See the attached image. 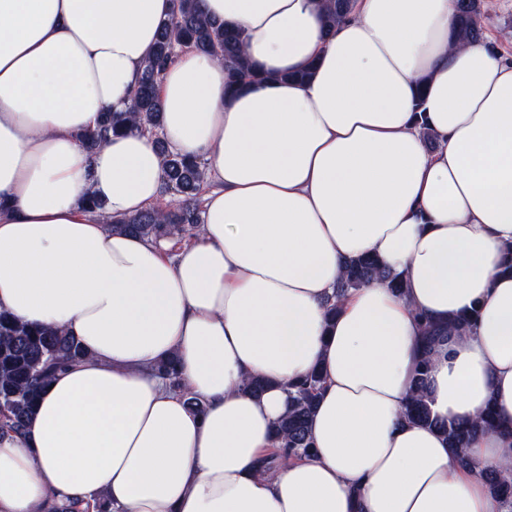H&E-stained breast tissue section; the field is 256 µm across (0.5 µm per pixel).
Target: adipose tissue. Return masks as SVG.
I'll list each match as a JSON object with an SVG mask.
<instances>
[{"label": "adipose tissue", "mask_w": 512, "mask_h": 512, "mask_svg": "<svg viewBox=\"0 0 512 512\" xmlns=\"http://www.w3.org/2000/svg\"><path fill=\"white\" fill-rule=\"evenodd\" d=\"M318 3L200 0L272 79L229 91L193 49L164 70L162 136L206 170L173 252L86 207H162L153 138L78 139L126 109L171 0H0V310L87 350L0 439V512H512L479 474L512 464V58L450 49L456 0H355L332 32ZM366 253L404 295L376 282L328 317ZM470 311L428 380L440 419L490 404L502 424L466 467L404 408L420 317ZM171 354L177 389L154 371ZM315 367L314 452L278 454L288 386Z\"/></svg>", "instance_id": "1"}]
</instances>
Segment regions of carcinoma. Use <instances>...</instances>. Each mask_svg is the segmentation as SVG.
<instances>
[{"label": "carcinoma", "mask_w": 512, "mask_h": 512, "mask_svg": "<svg viewBox=\"0 0 512 512\" xmlns=\"http://www.w3.org/2000/svg\"><path fill=\"white\" fill-rule=\"evenodd\" d=\"M354 0H334L323 17L326 28L333 29L353 8ZM482 0H457V21L453 44L465 46L483 36L480 26ZM243 34L201 13L198 0H173L170 17L160 27L156 43L144 63L141 79L124 112H105L97 126L82 134V146L89 152L98 149L112 135L137 130L154 137L163 160L161 188L172 196L163 209H147L128 216L107 217L108 226L122 233L147 240H180L192 235L202 223L200 198L205 165L196 158L174 153L160 135V110L156 86L166 66L185 49L209 53L224 63L227 85L236 87L262 76L254 71L242 50ZM383 281L395 293L403 294L404 281L388 272L380 259L366 254L345 263L340 282L329 298V312L337 310L346 293L373 282ZM475 320V313L455 315L448 323L427 318L421 322L422 356L413 378L412 395L405 418L433 427L448 439L450 448L465 464L471 461L464 449L477 433L496 427L494 411L475 419L448 423L433 415L429 406L427 377L432 367L431 352L445 337L460 336ZM85 356L77 340L61 327L38 328L21 323L0 311V439L25 434L34 410L53 374ZM159 377L178 385L175 358L160 361L155 368ZM324 387L321 371L313 370L290 386L288 410L276 423V435L290 456H307L313 450L309 421ZM490 493L504 503H512V470H479Z\"/></svg>", "instance_id": "1"}]
</instances>
